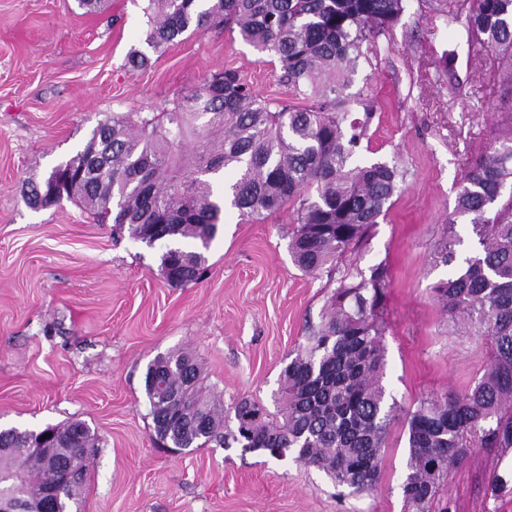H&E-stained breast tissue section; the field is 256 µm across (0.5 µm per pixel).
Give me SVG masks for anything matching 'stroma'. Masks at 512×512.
Listing matches in <instances>:
<instances>
[{"label":"stroma","instance_id":"1","mask_svg":"<svg viewBox=\"0 0 512 512\" xmlns=\"http://www.w3.org/2000/svg\"><path fill=\"white\" fill-rule=\"evenodd\" d=\"M445 2L407 0L346 90L375 106L355 163L394 161L408 177L353 256L363 269L390 268L382 384L398 408L376 491L343 496L290 458L237 444L159 446L145 396L147 365L185 351L223 394L225 414L244 397L277 414L280 373L342 274L294 265V203L257 218L225 207L206 275L173 287L162 245L113 233L77 202L35 208L24 197L99 121L163 111L224 70L271 105L289 103L278 61L219 28L154 51L145 42L148 0H103L92 13L77 0H0V426L88 423L99 442L81 512H407L406 411L463 393L489 362L484 338L436 304L432 288L448 268L431 253L452 230L466 254L469 225L448 222L465 171L512 136V62L469 55L466 25L449 23ZM134 51L147 66L131 68ZM495 472L509 482L493 498ZM432 512H512V448H479L451 468Z\"/></svg>","mask_w":512,"mask_h":512}]
</instances>
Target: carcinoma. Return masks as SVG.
Listing matches in <instances>:
<instances>
[{
  "mask_svg": "<svg viewBox=\"0 0 512 512\" xmlns=\"http://www.w3.org/2000/svg\"><path fill=\"white\" fill-rule=\"evenodd\" d=\"M466 13L468 53L512 59V0H459ZM406 9V0H148L146 41L166 49L185 33L238 30L274 55L281 80L304 106L271 109L234 70L212 76L162 112H135L99 122L83 150L65 163L72 184L43 181L26 195L34 207L63 194L100 224L132 238L166 243L161 268L168 284L198 282L218 232L222 202L258 217L296 206L288 252L306 273L334 267L357 252L388 214L406 182L396 164L355 165L372 108L352 112L344 94L365 49ZM233 183L219 196L213 176ZM512 137L486 148L467 168L453 218L468 219L475 250L457 261L461 238L439 242L435 264L450 267L433 293L450 319L463 318L488 337L491 360L480 381L461 394L428 397L406 413L407 463L402 493L408 512H429L448 470L478 448H512ZM388 268L347 265L319 325L280 376L281 419L259 403H235V429L224 405L199 387L201 368L188 352L159 355L144 389L156 440L176 448L234 442L253 452L277 448L322 471L352 494L380 480L386 436L397 405L382 384L386 325L381 316ZM163 393L180 395L170 406ZM206 426L195 425L198 416ZM86 475L97 437L80 420L58 426ZM29 431L0 429V448H19ZM53 465L0 454V512H29ZM84 481L67 487L54 512H80Z\"/></svg>",
  "mask_w": 512,
  "mask_h": 512,
  "instance_id": "cac0c4a2",
  "label": "carcinoma"
}]
</instances>
